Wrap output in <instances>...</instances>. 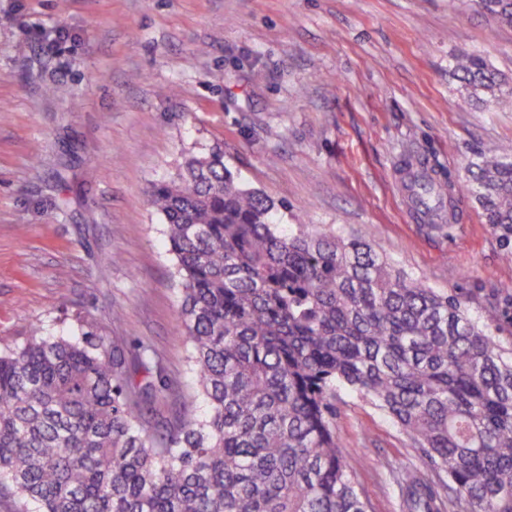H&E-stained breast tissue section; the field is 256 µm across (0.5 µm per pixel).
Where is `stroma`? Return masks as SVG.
I'll use <instances>...</instances> for the list:
<instances>
[{"label": "stroma", "instance_id": "stroma-1", "mask_svg": "<svg viewBox=\"0 0 512 512\" xmlns=\"http://www.w3.org/2000/svg\"><path fill=\"white\" fill-rule=\"evenodd\" d=\"M473 51L512 79V26L475 0H0V348L84 320L191 393L149 191L216 149L278 223L365 236L512 348V246L466 195L430 229L401 170L409 155L459 184L475 153L512 155V107L452 75ZM335 426L371 512H403L393 467L430 466L359 396L340 393Z\"/></svg>", "mask_w": 512, "mask_h": 512}]
</instances>
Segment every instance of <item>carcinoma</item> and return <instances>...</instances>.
<instances>
[{
  "instance_id": "cac0c4a2",
  "label": "carcinoma",
  "mask_w": 512,
  "mask_h": 512,
  "mask_svg": "<svg viewBox=\"0 0 512 512\" xmlns=\"http://www.w3.org/2000/svg\"><path fill=\"white\" fill-rule=\"evenodd\" d=\"M512 25V0H480ZM463 87L512 106L480 54ZM466 190L512 243V155L477 153ZM182 298L195 389L147 349L88 323L0 349V501L10 512H369L360 459L336 436L343 390L391 419L434 472L397 467L405 512H512V350L457 297L412 278L365 238L286 231L275 204L212 152L154 185ZM203 399L200 420L193 403Z\"/></svg>"
}]
</instances>
